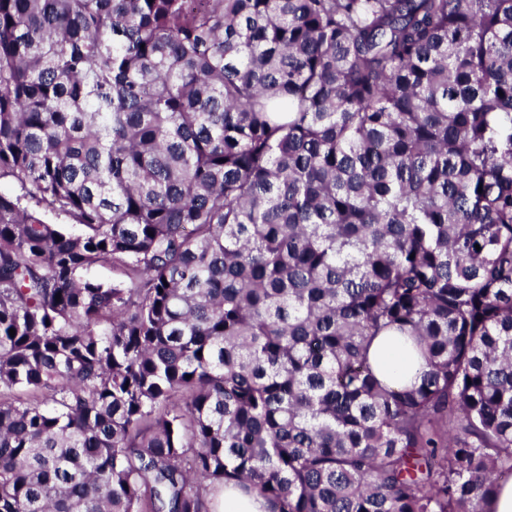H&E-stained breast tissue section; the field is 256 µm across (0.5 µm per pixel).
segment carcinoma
Masks as SVG:
<instances>
[{"instance_id": "cac0c4a2", "label": "carcinoma", "mask_w": 512, "mask_h": 512, "mask_svg": "<svg viewBox=\"0 0 512 512\" xmlns=\"http://www.w3.org/2000/svg\"><path fill=\"white\" fill-rule=\"evenodd\" d=\"M2 182L0 512L512 479V0H0ZM380 353H382L383 367L388 374L401 376L407 370L408 359L405 347L401 343L391 342Z\"/></svg>"}]
</instances>
